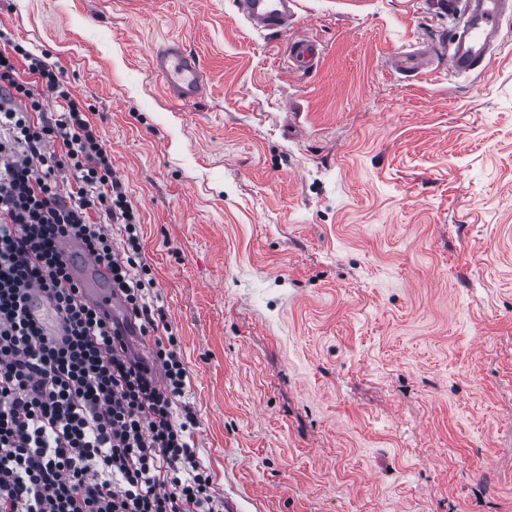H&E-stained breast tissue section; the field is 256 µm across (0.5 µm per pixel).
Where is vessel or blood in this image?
<instances>
[{
	"label": "vessel or blood",
	"instance_id": "obj_1",
	"mask_svg": "<svg viewBox=\"0 0 512 512\" xmlns=\"http://www.w3.org/2000/svg\"><path fill=\"white\" fill-rule=\"evenodd\" d=\"M292 0H236L244 18L257 30L286 31L294 18ZM507 0H448V11L460 15L461 29L448 35L452 51L448 68L460 75L483 72L492 60L490 39L498 30L506 12ZM322 51L307 38H298L289 46V62L295 71L306 73L315 69ZM152 72L161 80L173 102L201 100L206 94L204 72L197 55L188 52L182 42L168 41L153 57ZM60 250L75 261L73 275L82 288L84 299L99 303L107 312H115L123 304L110 286L109 267L84 252L80 245L64 238Z\"/></svg>",
	"mask_w": 512,
	"mask_h": 512
}]
</instances>
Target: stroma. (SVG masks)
<instances>
[{"mask_svg": "<svg viewBox=\"0 0 512 512\" xmlns=\"http://www.w3.org/2000/svg\"><path fill=\"white\" fill-rule=\"evenodd\" d=\"M443 2L297 0L271 34L235 0H0L138 210L224 512H512V18L458 76ZM169 38L196 104L150 70ZM322 50L319 45L307 38H298L290 43L289 62L297 72L306 73L315 69L320 61ZM152 72L161 80L174 103L197 102L206 94L204 72L197 55L183 43L168 41L153 57ZM429 62L425 54L417 51L403 53L395 58L396 68L402 73H422Z\"/></svg>", "mask_w": 512, "mask_h": 512, "instance_id": "35a3bbf8", "label": "stroma"}]
</instances>
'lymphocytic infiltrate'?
<instances>
[{
    "mask_svg": "<svg viewBox=\"0 0 512 512\" xmlns=\"http://www.w3.org/2000/svg\"><path fill=\"white\" fill-rule=\"evenodd\" d=\"M40 88L20 76L18 60ZM0 512H222L212 479L187 440L197 419L176 412L189 372L178 338L156 333L165 315L142 256L137 211L112 158L63 72L14 45L0 49ZM54 121L36 123L46 98ZM61 152H46L48 142ZM75 190L62 191L60 172ZM122 225L113 243L104 220ZM69 236L112 269V284L142 335H155L162 377L133 354L119 322L85 303L56 242ZM41 289L60 334L32 319L27 298Z\"/></svg>",
    "mask_w": 512,
    "mask_h": 512,
    "instance_id": "f902f5d3",
    "label": "lymphocytic infiltrate"
}]
</instances>
